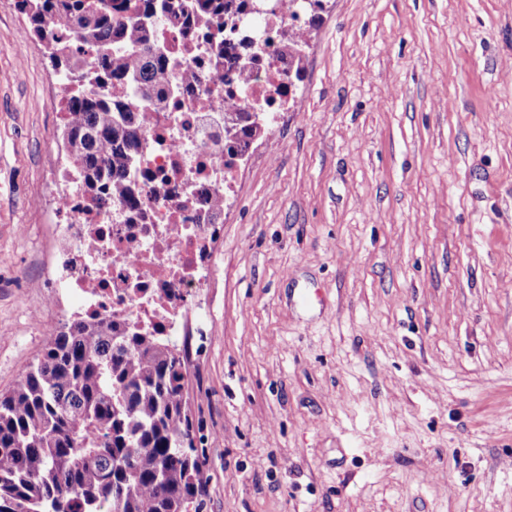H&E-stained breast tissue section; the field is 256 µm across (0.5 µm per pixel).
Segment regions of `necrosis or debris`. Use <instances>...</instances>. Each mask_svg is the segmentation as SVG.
<instances>
[{
    "mask_svg": "<svg viewBox=\"0 0 512 512\" xmlns=\"http://www.w3.org/2000/svg\"><path fill=\"white\" fill-rule=\"evenodd\" d=\"M308 13V0H281L276 14L243 17L236 52L252 77L231 89L212 77L206 38L187 39L179 23L158 26L161 51L195 78L178 81L175 102L151 113L127 196L99 208L76 180L55 200L59 222L45 267L78 297V316L176 334L189 297L207 285L210 245L224 222L209 199L232 195L240 162L225 146L224 114L257 105L274 123L287 111L293 86L277 31L304 27Z\"/></svg>",
    "mask_w": 512,
    "mask_h": 512,
    "instance_id": "4bbe7bcc",
    "label": "necrosis or debris"
}]
</instances>
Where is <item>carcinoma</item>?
<instances>
[{
    "instance_id": "1",
    "label": "carcinoma",
    "mask_w": 512,
    "mask_h": 512,
    "mask_svg": "<svg viewBox=\"0 0 512 512\" xmlns=\"http://www.w3.org/2000/svg\"><path fill=\"white\" fill-rule=\"evenodd\" d=\"M255 0H17L29 38L72 79L63 140L74 176L99 207L125 194L145 124L143 108L166 107L172 61L155 29L236 30ZM322 0L301 31L283 30L288 68L302 53ZM217 40L218 59L239 80L250 70ZM130 87L133 92L122 94ZM187 368L176 344L110 319H74L52 333L13 389L0 395V512H187L201 491L204 459L185 397Z\"/></svg>"
}]
</instances>
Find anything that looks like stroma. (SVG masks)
I'll return each instance as SVG.
<instances>
[{
  "mask_svg": "<svg viewBox=\"0 0 512 512\" xmlns=\"http://www.w3.org/2000/svg\"><path fill=\"white\" fill-rule=\"evenodd\" d=\"M174 342L197 512H512V0H324ZM0 0V394L48 341L65 165Z\"/></svg>",
  "mask_w": 512,
  "mask_h": 512,
  "instance_id": "stroma-1",
  "label": "stroma"
}]
</instances>
